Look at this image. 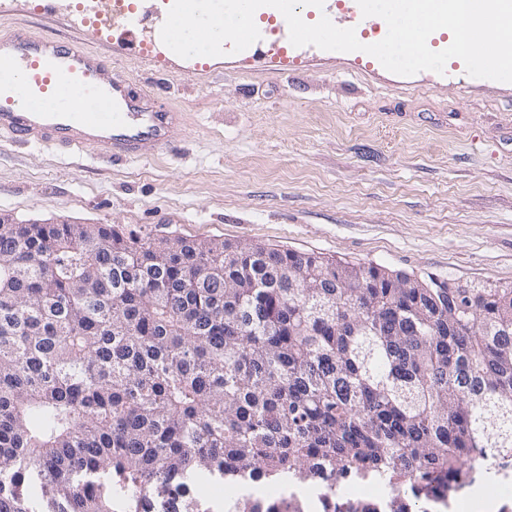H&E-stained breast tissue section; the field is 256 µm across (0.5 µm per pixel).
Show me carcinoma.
I'll use <instances>...</instances> for the list:
<instances>
[{
    "mask_svg": "<svg viewBox=\"0 0 512 512\" xmlns=\"http://www.w3.org/2000/svg\"><path fill=\"white\" fill-rule=\"evenodd\" d=\"M504 467L512 286L0 223V512H280L254 489L326 472L433 512Z\"/></svg>",
    "mask_w": 512,
    "mask_h": 512,
    "instance_id": "carcinoma-1",
    "label": "carcinoma"
}]
</instances>
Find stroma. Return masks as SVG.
Here are the masks:
<instances>
[{
    "mask_svg": "<svg viewBox=\"0 0 512 512\" xmlns=\"http://www.w3.org/2000/svg\"><path fill=\"white\" fill-rule=\"evenodd\" d=\"M141 0L125 36L100 0H16L0 30L80 43L182 115L172 147L111 163L0 135V214L253 242L421 279L512 284V83L401 76L373 56L293 46L286 20L237 54L183 59Z\"/></svg>",
    "mask_w": 512,
    "mask_h": 512,
    "instance_id": "obj_1",
    "label": "stroma"
}]
</instances>
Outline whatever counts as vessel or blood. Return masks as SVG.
Instances as JSON below:
<instances>
[{"mask_svg": "<svg viewBox=\"0 0 512 512\" xmlns=\"http://www.w3.org/2000/svg\"><path fill=\"white\" fill-rule=\"evenodd\" d=\"M99 53L36 38L16 27L0 35V133L68 153L94 146L112 160L148 159L170 145L178 113L147 107L126 80L107 77ZM25 85L41 108L20 103Z\"/></svg>", "mask_w": 512, "mask_h": 512, "instance_id": "vessel-or-blood-1", "label": "vessel or blood"}]
</instances>
